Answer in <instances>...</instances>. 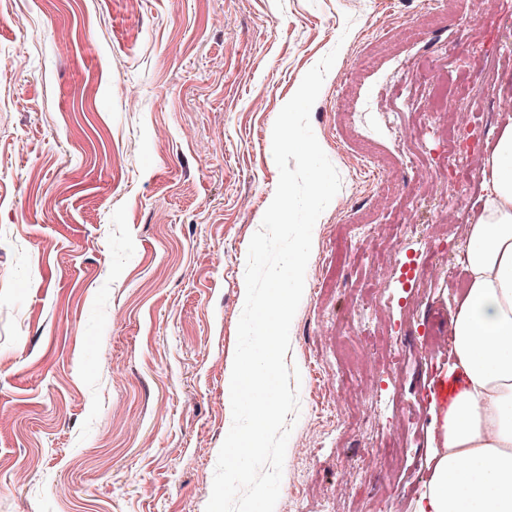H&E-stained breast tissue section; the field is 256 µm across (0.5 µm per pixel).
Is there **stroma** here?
I'll return each mask as SVG.
<instances>
[{
	"mask_svg": "<svg viewBox=\"0 0 512 512\" xmlns=\"http://www.w3.org/2000/svg\"><path fill=\"white\" fill-rule=\"evenodd\" d=\"M494 2L480 23L494 65L466 89V0H0V512H205L248 246L279 180L274 122L333 50L311 124L341 189L290 328L301 381L280 491L298 512H381L358 467L401 429L397 404L420 401L393 508L415 512L443 448L437 380L454 368L423 343L450 335L462 291L443 279L414 296L388 276L440 250L431 226L448 208L406 189L425 168L447 180L445 139L404 145L396 130L427 112V69L493 146L494 104L512 99V0ZM362 224L384 230L364 239ZM369 291L412 360L356 398L363 376L335 341H369ZM339 481L354 495L336 499Z\"/></svg>",
	"mask_w": 512,
	"mask_h": 512,
	"instance_id": "obj_1",
	"label": "stroma"
}]
</instances>
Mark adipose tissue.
I'll list each match as a JSON object with an SVG mask.
<instances>
[{"mask_svg": "<svg viewBox=\"0 0 512 512\" xmlns=\"http://www.w3.org/2000/svg\"><path fill=\"white\" fill-rule=\"evenodd\" d=\"M487 166L464 250L469 287L451 316L463 387L415 512H512V122Z\"/></svg>", "mask_w": 512, "mask_h": 512, "instance_id": "obj_1", "label": "adipose tissue"}]
</instances>
